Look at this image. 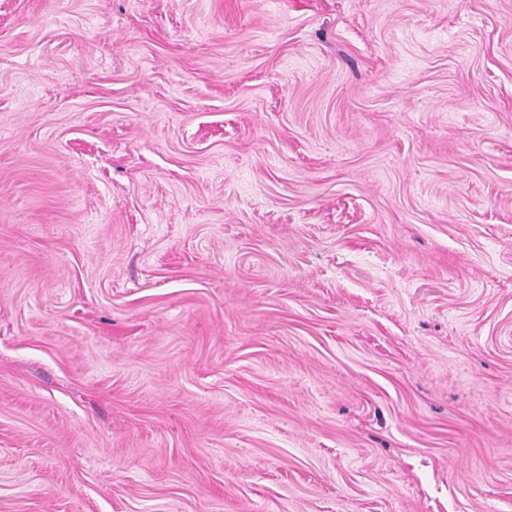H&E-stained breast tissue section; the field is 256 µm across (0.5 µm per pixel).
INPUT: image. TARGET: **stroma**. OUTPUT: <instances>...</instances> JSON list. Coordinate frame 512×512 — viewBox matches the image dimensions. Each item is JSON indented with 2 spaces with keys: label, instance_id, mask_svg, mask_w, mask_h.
I'll use <instances>...</instances> for the list:
<instances>
[{
  "label": "stroma",
  "instance_id": "stroma-1",
  "mask_svg": "<svg viewBox=\"0 0 512 512\" xmlns=\"http://www.w3.org/2000/svg\"><path fill=\"white\" fill-rule=\"evenodd\" d=\"M0 512H512V0H0Z\"/></svg>",
  "mask_w": 512,
  "mask_h": 512
}]
</instances>
